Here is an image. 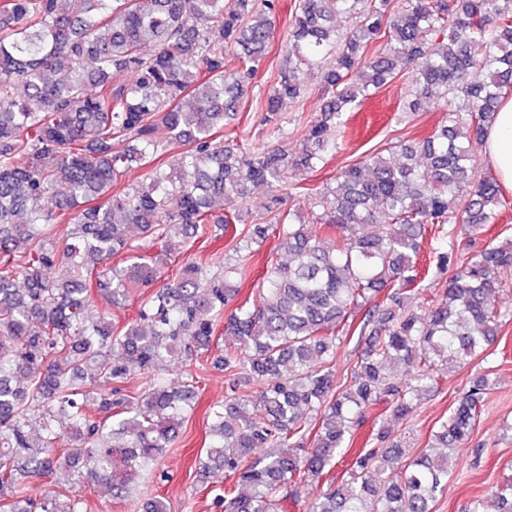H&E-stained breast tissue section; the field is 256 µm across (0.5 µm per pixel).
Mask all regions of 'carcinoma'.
Listing matches in <instances>:
<instances>
[{"label":"carcinoma","instance_id":"carcinoma-1","mask_svg":"<svg viewBox=\"0 0 512 512\" xmlns=\"http://www.w3.org/2000/svg\"><path fill=\"white\" fill-rule=\"evenodd\" d=\"M279 9L280 0H81L70 13L60 0H0V512H83L76 495L26 492L60 470L128 496L196 396V379L173 387L155 372L204 357L221 324L230 393L198 463L224 470V512H286L312 480L329 489L307 512H432L492 383L476 377L411 455L384 416L411 414L438 390L439 366L475 360L508 316L489 297L512 276V242L457 253L446 225L478 236L505 205L476 149L512 91V0H290L282 62L257 101L261 132L246 147L221 140L271 51ZM315 69L319 115L294 128L290 154L283 105H305ZM468 71L473 80L459 83ZM401 79L408 111L440 104L444 121L315 189V231L294 223L280 194L295 189L289 171L315 170L336 149L342 114ZM167 142L181 148L169 159ZM139 169L142 180H126ZM257 184L271 188L267 221L236 242L234 262L187 258L165 276L190 238L244 223ZM58 224L69 226L63 240ZM133 231L142 255H131ZM429 231L443 244L438 272L455 267L439 288L420 287ZM270 236L286 255L268 259L259 281L270 301L225 314L252 244ZM154 286L125 324L94 309L96 294L121 307ZM355 335L341 384L336 357ZM391 363L410 382H393ZM142 378L144 391L124 393ZM369 412L377 432L354 449ZM471 512H512V482Z\"/></svg>","mask_w":512,"mask_h":512}]
</instances>
